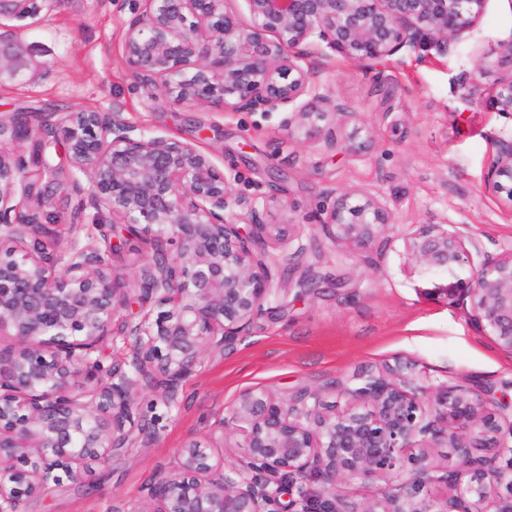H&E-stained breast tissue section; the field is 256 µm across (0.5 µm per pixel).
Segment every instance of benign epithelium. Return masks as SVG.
<instances>
[{
    "mask_svg": "<svg viewBox=\"0 0 512 512\" xmlns=\"http://www.w3.org/2000/svg\"><path fill=\"white\" fill-rule=\"evenodd\" d=\"M36 0H0V17L33 14ZM125 24L124 60L132 80L174 105L208 102L231 112L282 111L284 126L351 153L369 149L358 129L336 138L339 104L298 110L316 72L304 65L316 38L353 59L374 60L428 40L447 51L479 22L485 0H246L242 25L230 0H144ZM512 114V75L492 101ZM38 137L65 141L70 167L36 164L66 177L93 206L112 213L96 229L104 246L43 251L40 180L14 145ZM485 189L512 203V137L500 139ZM320 224L334 241L370 250L390 224L386 207L354 191L328 193ZM294 224H262L254 203L235 194L231 176L195 143L150 136L110 109L66 113L56 127L28 117H0V512H20L51 483L77 481L84 465L105 462L130 444L133 396L161 390L168 405L178 384L207 352L233 347L280 286L267 240L293 237ZM154 255L130 277L115 273L113 254L130 240ZM411 249L450 274L470 262L477 243L432 224ZM435 292L470 305L475 329L512 353V248L483 255L466 278ZM130 344L128 360L105 369L94 354L107 339ZM414 364L359 377L343 408L317 390L287 397L242 391L219 425L213 447L243 435L246 461L228 463L202 441L178 449L179 468L147 488L132 512H512V414L469 389L444 387L423 397ZM490 451L472 455L471 438ZM444 438L459 458L454 470L429 462ZM403 475V491L378 488L362 501L336 495V484ZM448 495L434 498L430 487Z\"/></svg>",
    "mask_w": 512,
    "mask_h": 512,
    "instance_id": "obj_1",
    "label": "benign epithelium"
}]
</instances>
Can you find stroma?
I'll return each instance as SVG.
<instances>
[{
	"mask_svg": "<svg viewBox=\"0 0 512 512\" xmlns=\"http://www.w3.org/2000/svg\"><path fill=\"white\" fill-rule=\"evenodd\" d=\"M33 16L0 20V35L18 42L25 66L0 73V114L29 112L54 124L76 109L118 108L148 134L200 140L233 188L252 199L264 224L298 223L290 245L277 248L279 293L233 348L206 353L165 406L144 392L135 411L157 438L133 439L78 483L48 485L22 512H133L147 484L173 468L191 437L215 431L239 393L267 389L292 396L322 390L327 401L358 375L395 359L415 363L414 383L501 390L512 384V354L479 336L461 305L428 295L445 272L421 263L408 243L425 224L463 228L483 251L512 247V205L489 194L484 176L497 139L512 136V115L491 101L512 64L499 57L512 40V0H485L477 26L450 51L431 43L377 60L352 61L314 42L317 72L306 98H330L373 133L370 150L352 154L289 136L280 112H229L209 105L175 106L151 98L129 77L123 56L126 22L143 0H38ZM471 80L475 102H461L457 80ZM51 203L43 241L56 251L59 230L79 221L78 242L99 245L106 212L87 206L70 185L44 178ZM349 189L386 205V244L370 251L328 239L319 223L327 193ZM315 282L299 291L303 267Z\"/></svg>",
	"mask_w": 512,
	"mask_h": 512,
	"instance_id": "1",
	"label": "stroma"
}]
</instances>
